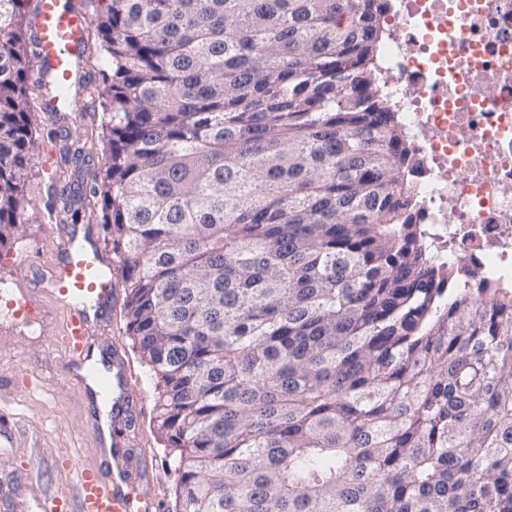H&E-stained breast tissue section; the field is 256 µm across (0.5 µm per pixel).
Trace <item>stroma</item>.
I'll list each match as a JSON object with an SVG mask.
<instances>
[{
	"instance_id": "obj_1",
	"label": "stroma",
	"mask_w": 512,
	"mask_h": 512,
	"mask_svg": "<svg viewBox=\"0 0 512 512\" xmlns=\"http://www.w3.org/2000/svg\"><path fill=\"white\" fill-rule=\"evenodd\" d=\"M102 112L72 114L56 122L38 113L35 137L39 150L61 148L63 139L80 140L100 158L105 143ZM47 174L33 160L25 178L29 202L18 231L0 243V401L13 409L9 440L0 442V480L18 487L12 512H41L39 494L67 484L77 466L99 459L87 418L86 395L61 368L63 309L50 293L34 291L32 281L47 276L59 228L60 201L46 191ZM99 336L115 338L132 375L136 397L146 406L127 425L133 460L142 462L145 490L160 500L162 512H177L175 479L169 456L153 427L154 384L146 365L132 350L123 307Z\"/></svg>"
}]
</instances>
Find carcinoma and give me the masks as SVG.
<instances>
[{"label": "carcinoma", "mask_w": 512, "mask_h": 512, "mask_svg": "<svg viewBox=\"0 0 512 512\" xmlns=\"http://www.w3.org/2000/svg\"><path fill=\"white\" fill-rule=\"evenodd\" d=\"M31 4L0 0V242L48 95ZM93 24L109 69L61 110L107 115L84 197L180 512H512V290L457 287L411 218L377 0H109Z\"/></svg>", "instance_id": "carcinoma-1"}]
</instances>
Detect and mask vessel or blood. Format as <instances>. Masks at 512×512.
<instances>
[{
  "label": "vessel or blood",
  "instance_id": "vessel-or-blood-1",
  "mask_svg": "<svg viewBox=\"0 0 512 512\" xmlns=\"http://www.w3.org/2000/svg\"><path fill=\"white\" fill-rule=\"evenodd\" d=\"M34 38L45 61L47 77L66 91L79 69L81 32L88 19L83 0H35ZM50 293L66 310L63 369L86 383L90 338L118 302L116 271L96 248L90 225L61 226L55 261L47 278ZM112 352V472L83 466L71 483L43 496L42 512H158V502L140 486L144 472L127 459L124 422L135 415L128 396V372L117 343Z\"/></svg>",
  "mask_w": 512,
  "mask_h": 512
}]
</instances>
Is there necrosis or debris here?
Masks as SVG:
<instances>
[{
  "instance_id": "obj_1",
  "label": "necrosis or debris",
  "mask_w": 512,
  "mask_h": 512,
  "mask_svg": "<svg viewBox=\"0 0 512 512\" xmlns=\"http://www.w3.org/2000/svg\"><path fill=\"white\" fill-rule=\"evenodd\" d=\"M379 68L420 166L418 205L459 283L512 287V0H386Z\"/></svg>"
}]
</instances>
